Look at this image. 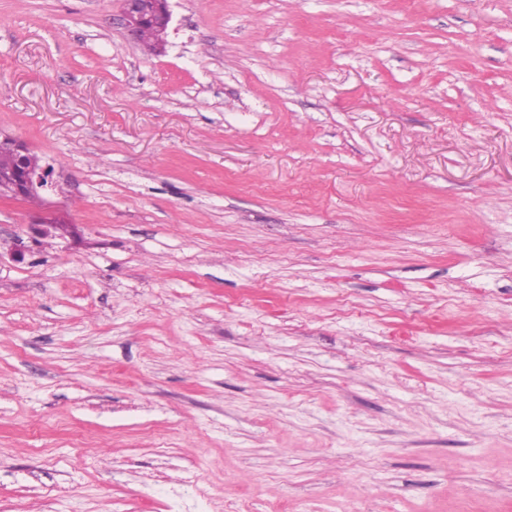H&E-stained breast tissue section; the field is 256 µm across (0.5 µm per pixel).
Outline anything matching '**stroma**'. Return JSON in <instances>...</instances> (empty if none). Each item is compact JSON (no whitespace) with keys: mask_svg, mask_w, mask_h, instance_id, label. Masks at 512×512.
<instances>
[{"mask_svg":"<svg viewBox=\"0 0 512 512\" xmlns=\"http://www.w3.org/2000/svg\"><path fill=\"white\" fill-rule=\"evenodd\" d=\"M169 6L0 0V512H512V0ZM169 0H121L120 23L132 40L140 41L149 51L155 50L156 33L153 24L147 21L141 29L145 19L153 17L159 29L160 38L158 50L165 46V36L171 21ZM141 29V32H140ZM0 173L13 171L6 179L12 188L13 200L28 201L32 198H39L41 191L49 185V178H45L46 170L33 159V153L26 143L13 136H0ZM11 151L14 155L9 152ZM16 167V168H15ZM35 232L40 236H49L59 231L61 234L64 228H70L73 231L72 224L67 219L56 212H51L45 216H37L33 224H30Z\"/></svg>","mask_w":512,"mask_h":512,"instance_id":"obj_1","label":"stroma"}]
</instances>
